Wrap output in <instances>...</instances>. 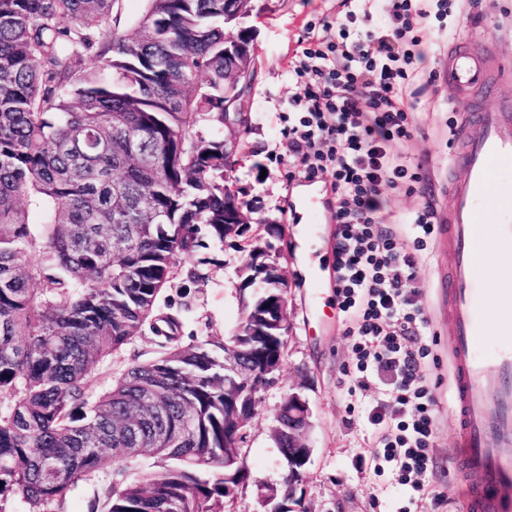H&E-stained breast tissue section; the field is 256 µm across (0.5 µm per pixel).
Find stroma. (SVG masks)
<instances>
[{"label":"stroma","instance_id":"35a3bbf8","mask_svg":"<svg viewBox=\"0 0 512 512\" xmlns=\"http://www.w3.org/2000/svg\"><path fill=\"white\" fill-rule=\"evenodd\" d=\"M246 21L253 39L255 81L250 90L248 123L241 127L243 146L236 157L233 178L251 222L247 233L269 255L278 258L288 274L290 331L282 367L274 383L259 393L256 413L246 427L240 460L250 479L240 484L224 512H259L257 482L278 486L288 470L276 448L271 429L275 412L292 386L305 382V396L312 410L310 441L313 453L303 469L297 496L306 512H396L406 496L404 486L389 474H376L371 460L375 433L360 413L349 408L347 389L352 383L346 368L352 363L350 342L336 308L333 234L329 176L308 178L288 156L285 131L296 91L288 78V60L308 27H322L344 19L349 0H252ZM479 22H471V15ZM455 38L436 36L425 44L427 59L417 76L428 83L412 112L418 134L402 149L404 156L421 164L422 191L387 189L380 213L395 222L431 198L439 219L448 214L449 159L455 151L452 121L458 120L468 102L456 97L441 75L453 39H471L492 48L509 71L494 88L496 98H512V0H479L455 14ZM454 101L445 110L443 101ZM269 224L287 232L280 237L266 233ZM241 254L237 240L208 244L191 255L178 257L172 284L159 301L158 312L179 321L176 334L183 343L224 341L240 317L237 268ZM452 258L439 238H432L417 270L416 285L428 328L435 343V359L424 375L436 401V468L428 482L432 494L412 505V512H434L433 495L444 496L449 512H464L463 480H452L448 471L459 445L451 406L448 297L442 284ZM162 337L151 325L119 353L101 362L96 370L99 389H108L114 375L137 363L157 358ZM115 464L104 458L89 480L79 483L61 512H101L112 486Z\"/></svg>","mask_w":512,"mask_h":512}]
</instances>
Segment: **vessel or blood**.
<instances>
[{"label":"vessel or blood","instance_id":"1","mask_svg":"<svg viewBox=\"0 0 512 512\" xmlns=\"http://www.w3.org/2000/svg\"><path fill=\"white\" fill-rule=\"evenodd\" d=\"M490 52L457 42L448 49L445 76L463 97L489 91ZM452 206L440 231L453 254L448 306L453 321L452 398L460 416L456 474L475 473L465 490L468 512H512V321L498 324L487 308L480 269L488 253L512 264V222L495 200L512 193V101L473 105L453 130Z\"/></svg>","mask_w":512,"mask_h":512}]
</instances>
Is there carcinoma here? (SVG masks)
Returning a JSON list of instances; mask_svg holds the SVG:
<instances>
[{
	"label": "carcinoma",
	"instance_id": "obj_1",
	"mask_svg": "<svg viewBox=\"0 0 512 512\" xmlns=\"http://www.w3.org/2000/svg\"><path fill=\"white\" fill-rule=\"evenodd\" d=\"M115 2L0 0V512L64 502L106 451L105 512L224 509V344L167 335L96 391L175 258L224 241V0H150L132 36Z\"/></svg>",
	"mask_w": 512,
	"mask_h": 512
}]
</instances>
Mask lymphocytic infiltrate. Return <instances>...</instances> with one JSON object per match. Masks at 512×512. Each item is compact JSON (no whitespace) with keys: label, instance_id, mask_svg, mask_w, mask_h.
Wrapping results in <instances>:
<instances>
[{"label":"lymphocytic infiltrate","instance_id":"1","mask_svg":"<svg viewBox=\"0 0 512 512\" xmlns=\"http://www.w3.org/2000/svg\"><path fill=\"white\" fill-rule=\"evenodd\" d=\"M377 13L385 28L370 27ZM429 15L421 0H351L337 35L309 30L288 70L301 111L288 150L308 178L331 177L336 306L357 370L348 393L377 435L375 470L407 488L409 503L397 512L430 496L435 464L436 398L423 375L431 343L415 280L436 210L424 201L400 228L377 209L383 188L421 181L419 166L394 149L417 131L414 64L425 59L417 47ZM383 385L391 388L386 402L377 397Z\"/></svg>","mask_w":512,"mask_h":512}]
</instances>
